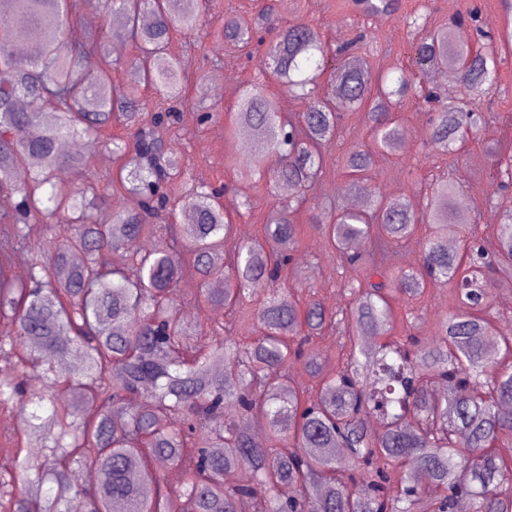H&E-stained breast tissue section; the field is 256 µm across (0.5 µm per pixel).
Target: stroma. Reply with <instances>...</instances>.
<instances>
[{
  "mask_svg": "<svg viewBox=\"0 0 512 512\" xmlns=\"http://www.w3.org/2000/svg\"><path fill=\"white\" fill-rule=\"evenodd\" d=\"M399 8L383 18H365L352 7V0H210L203 27L194 35L174 36L171 51L182 62L185 105L177 109L174 121L155 127L158 139L173 148L181 157L183 168L190 178L203 179L219 187L230 184L224 195L225 209L234 215L237 234L226 240L224 251L234 254L239 240L259 236L269 211L288 201L283 188L267 189L264 182L238 177L237 170L247 164L242 152L243 136L226 138L225 116L237 101L236 93L260 75L264 57L263 46L246 51L224 39V13L234 8L243 13L258 11L272 5L278 25L303 22L315 27L324 41L337 46L364 33L360 51L367 56L375 73L408 66L413 36L404 18L414 10L430 9V24L447 25L457 11L470 7L478 9L479 22L489 26V16L500 0H398ZM485 122L467 144L458 160L437 154L429 145L426 114L412 102L403 103L396 118L409 134L406 149L399 154L377 158L367 184L380 194L391 198L423 195L433 178L448 176L459 187L460 199L469 205L467 218L452 214V222H465L467 227L485 240H492L502 211L512 208V191L500 192L493 178L486 147L493 146L502 156H512V50L503 56L498 70L497 85L482 106ZM213 113L214 121L200 124L199 115ZM120 127L103 131L100 138L84 141L82 154L86 159L88 179L97 187L104 203L101 213L108 214L124 208L126 194L114 191L112 174L117 162L112 154V138ZM371 135L364 110L345 112L337 136L326 148L327 166L314 190L305 194L306 202L297 212L301 226L296 261L286 274V287L299 301L317 298L327 306L339 308L346 304L349 275L340 267L336 256L323 243L309 222L313 206L328 203L346 207V199L354 193L341 174L343 159L353 147L370 146ZM251 201V212H243V201ZM201 283L196 279L183 280L179 285L178 312L191 323L211 329L218 324L229 327L233 339L244 342L261 332L255 316H228L223 309L203 307L197 302ZM451 286L428 289L424 299L395 301L399 315L398 331H405L406 315L416 318L419 335L434 333L435 315L452 310Z\"/></svg>",
  "mask_w": 512,
  "mask_h": 512,
  "instance_id": "stroma-1",
  "label": "stroma"
}]
</instances>
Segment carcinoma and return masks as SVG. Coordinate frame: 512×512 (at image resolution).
<instances>
[{"label":"carcinoma","instance_id":"1","mask_svg":"<svg viewBox=\"0 0 512 512\" xmlns=\"http://www.w3.org/2000/svg\"><path fill=\"white\" fill-rule=\"evenodd\" d=\"M367 16L388 14L395 0H354ZM203 0H109L108 33L136 49L129 77L116 84L106 73L88 76L84 57L98 40L77 32L79 0H0V189L20 195L15 211L0 216V357L26 348L17 367L0 366V409L24 412L21 430L0 441V512H512V333L488 316L496 282L512 281V210L488 245L468 237L461 251L448 238L462 225L449 221L458 187L442 179L424 200L370 195L362 210L330 208L309 218L336 261L351 273L349 302L332 309L318 299L299 304L283 287L294 261L300 225L292 215L305 202L285 203L268 215L260 236L241 241L230 262L224 243L236 236L233 216L219 192L185 176L177 153L163 148L153 127L176 117L160 107L141 120L143 91L161 88L182 99L181 65L168 52L175 34L201 27ZM272 8L257 17L224 15V40L249 46L271 29ZM415 37L412 64L393 78L373 77L354 55L360 34L336 48L316 28L296 23L279 30L263 60L264 73L303 111H284L263 84H247L232 126L245 125L254 141L239 176L256 174L266 185L311 186L325 169V145L341 111L366 109L371 149L346 154L343 171L364 183L374 156H392L405 134L394 112L411 99L432 112L429 140L442 155H459L482 120L481 105L498 78L505 41L477 45L456 39L475 13H457L446 26H429L425 12L406 16ZM453 67L467 93L460 102L426 88L436 69ZM336 94L321 93L324 80ZM117 125L112 138L116 179L138 209L98 218L100 201L87 181L86 163L58 144L79 131L95 139ZM486 154L506 190L512 157ZM28 170L16 184L14 173ZM182 185L184 224H151L172 210L168 187ZM64 219L73 237L51 255L31 252L37 223ZM419 240L417 266L387 272L389 250ZM164 232L169 249H132L131 243ZM126 250L111 264L109 252ZM26 255L28 276L12 269ZM198 277L199 300L230 314L249 310L261 334L248 342L185 323L176 308V285ZM455 287V310L435 318L436 336H395L396 295L410 300L429 286ZM336 325L349 353L326 373L315 339ZM303 367L317 394L296 385ZM39 372L38 390L25 373ZM140 403L129 410L127 401ZM263 417L262 438L252 434ZM376 419L378 429L367 427ZM41 448L39 460L28 449ZM162 459L182 470L170 489L150 465ZM89 464L96 480L76 483ZM267 492L255 497V487ZM288 486L283 499L278 488ZM435 494L431 500L428 493Z\"/></svg>","mask_w":512,"mask_h":512}]
</instances>
